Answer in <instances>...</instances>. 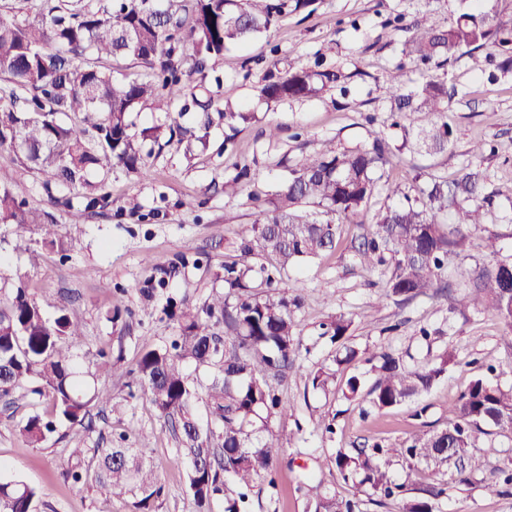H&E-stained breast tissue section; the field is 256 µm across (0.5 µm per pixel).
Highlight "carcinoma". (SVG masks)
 Here are the masks:
<instances>
[{
    "instance_id": "cac0c4a2",
    "label": "carcinoma",
    "mask_w": 512,
    "mask_h": 512,
    "mask_svg": "<svg viewBox=\"0 0 512 512\" xmlns=\"http://www.w3.org/2000/svg\"><path fill=\"white\" fill-rule=\"evenodd\" d=\"M288 0H42L33 21L18 22L0 11V149L41 177L51 206L80 224L112 204L107 178L119 166L146 169L150 152L175 140H206L214 123L211 98L192 95L184 110L196 112L194 125L177 122L131 132V114L148 103L169 112L187 88L191 74L205 75L211 60L231 43H245L270 31ZM404 51L425 65H445L487 47L501 55L498 69L512 75V23L487 5L462 10L440 23L430 18L407 25ZM130 60L141 73L116 76L104 61ZM341 74L307 66L271 78L260 88L270 101L316 98L339 83ZM392 114L420 112L425 124L406 128L391 144L380 135L352 149H324L294 169L274 197L259 205L260 218L240 233V254L224 262V284L237 290L234 302L214 295L202 305L190 301L172 316L179 334L170 343L144 349L137 364L141 391L160 421L179 431L175 462L185 466L187 485L200 512L216 500L224 512H244L245 490L272 475L273 449L282 447L283 426L294 404L275 386L294 368L300 349L296 311L302 281L292 289L284 278L298 265L336 248L343 224L360 230L358 263L368 270H390L387 296L406 302L445 288L448 256L460 254L466 232L484 223L488 197H481L482 172L470 165L452 180L433 178L420 204L389 206L371 220L363 208L377 188L375 174L404 152L437 153L452 145L448 124V86L428 81L409 86L405 71L387 76ZM102 173L98 181L93 172ZM302 203L319 208L298 210ZM0 224H37L41 247H61L52 213L33 210L18 199L11 174L0 169ZM473 291L448 297V315L473 309L495 316L512 333V257L469 272ZM352 321L342 315L322 323L321 335L337 343L348 337ZM81 324L66 309L47 318L20 284L0 305V395L51 398L49 416L34 412L19 426L21 437L42 446L58 427L83 424L94 407L112 402L106 387L91 385L99 372L114 367L98 352L95 372L84 370L79 352ZM456 356L445 351L433 363L412 368L403 357L379 352L367 359L375 381L362 392L353 375L342 395L366 401L375 413L401 406L427 393ZM214 370L197 386L187 366ZM337 370L321 367L309 375L314 389L336 384ZM205 401L210 422L202 424L197 405ZM493 426L512 432V389L485 378L470 381L450 406L445 428L397 445L376 442L336 453L344 482L371 490L376 503H399L401 512H440L446 494L448 457L459 480L472 472L474 430ZM402 449L409 469L425 464L430 484L424 495L406 498L404 486L389 475L393 448ZM152 434L140 433L136 448H71L63 472L75 485H88L131 503L133 512H153L164 486L150 461ZM315 512H355L356 504L308 487ZM37 491L23 480H0V512H35Z\"/></svg>"
}]
</instances>
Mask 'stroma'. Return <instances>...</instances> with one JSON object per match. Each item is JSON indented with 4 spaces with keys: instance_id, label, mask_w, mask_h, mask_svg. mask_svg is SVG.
I'll return each instance as SVG.
<instances>
[{
    "instance_id": "35a3bbf8",
    "label": "stroma",
    "mask_w": 512,
    "mask_h": 512,
    "mask_svg": "<svg viewBox=\"0 0 512 512\" xmlns=\"http://www.w3.org/2000/svg\"><path fill=\"white\" fill-rule=\"evenodd\" d=\"M461 6L462 0H313L305 9L285 11L269 32L228 45L208 70L206 93L216 109L247 112L250 120L215 125L204 149L189 153L174 144L153 150L146 173L115 169L111 207L80 224L56 210L64 250L44 252L38 265L13 249L15 239L37 238L36 225L0 224V287L24 283L50 318L66 307L83 325L84 361H92L102 348L120 358L99 379L112 392V407L84 424L59 427L43 447L23 442L19 425L31 412L48 413L49 399L26 398L12 413L0 408V479L20 478L34 486L36 512H132L129 502L72 486L63 469L69 449L111 446L121 431L125 447L131 448L139 429L155 435L152 460L165 488L155 512H197L185 470L174 462L178 438L135 394L138 354L178 335L177 321L162 313L169 301L200 304L224 293V263L237 257L240 231L258 216L255 197L274 192L290 169L324 147L351 148L377 134L399 136L390 125L386 83L388 72L399 65L416 82L445 78L454 142L443 153L404 154L402 163L387 168L368 214L399 203L402 195L419 197V177L449 181L472 163L484 175L483 192L492 196L493 206L484 224L469 231L460 255L449 259L445 293L402 304L388 298L385 276L359 266L357 230L350 225L335 252L294 269L305 283L298 312L301 346L294 373L279 392L294 402L296 412L284 425L289 442L275 451L276 482L254 485L249 512H314L303 487L310 479L337 497L357 501L359 512H399L397 504L378 506L368 493L343 483L336 474L337 450L366 441L398 443L445 426L449 406L472 379L486 374L485 364L497 368L492 382L512 387V334L491 314L471 311L451 318L446 312L448 295L468 293L467 271L512 255V77L489 79L466 57L442 70L422 65L404 54L407 34L394 23L398 16L408 24L425 16L443 20ZM314 63L344 73V87L312 99L269 102L261 97L269 76ZM277 123L282 132L269 139L266 129ZM481 141L492 143L495 152L477 163L470 149ZM0 167L9 170L29 208H50L38 175L14 153L0 150ZM236 177L242 192L226 191L225 182ZM160 262L177 264V272L158 290L152 307H142L136 287L154 276ZM117 305L125 314L114 326L104 314ZM339 314L352 319L347 344L360 352L340 367L339 379L357 375L371 385L366 359L379 351L421 362L448 349L456 362L413 402L383 414L366 413L365 402L346 401L337 390L317 392L308 384L310 371L332 365L343 347L319 335L321 323ZM423 325L441 329L433 344L421 342ZM329 423L335 428L331 435L324 432ZM473 454L471 480L449 481L443 512H512V493L496 481L498 469L512 463V433L483 427L475 434Z\"/></svg>"
}]
</instances>
